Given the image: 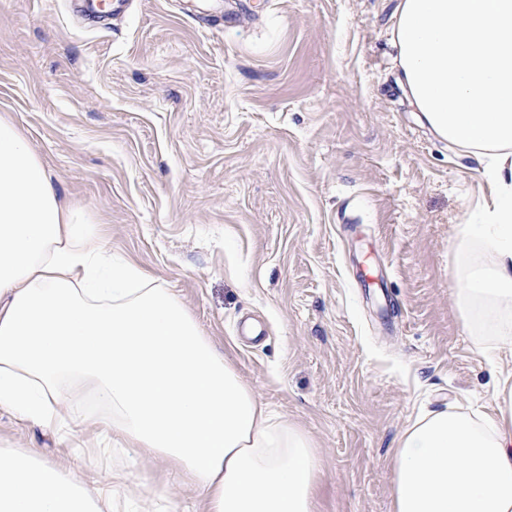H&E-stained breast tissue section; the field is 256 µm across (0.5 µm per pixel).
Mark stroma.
Instances as JSON below:
<instances>
[{"mask_svg":"<svg viewBox=\"0 0 512 512\" xmlns=\"http://www.w3.org/2000/svg\"><path fill=\"white\" fill-rule=\"evenodd\" d=\"M0 0V115L83 227L171 288L240 379L317 444L315 512H393L424 411L491 413L504 351L456 305L458 227L488 190L400 83L398 0ZM0 448L86 471L0 411ZM199 493L136 449L99 467Z\"/></svg>","mask_w":512,"mask_h":512,"instance_id":"35a3bbf8","label":"stroma"}]
</instances>
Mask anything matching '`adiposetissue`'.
Returning a JSON list of instances; mask_svg holds the SVG:
<instances>
[{
  "mask_svg": "<svg viewBox=\"0 0 512 512\" xmlns=\"http://www.w3.org/2000/svg\"><path fill=\"white\" fill-rule=\"evenodd\" d=\"M401 85L430 131L474 155L489 190L461 250L465 320L512 353V0H399ZM496 412L420 414L394 450V512H512V370ZM56 431L97 427L89 458L127 443L175 466L206 512H314L309 433L275 416L179 298L82 233L29 140L0 117V410ZM149 512L116 471L77 479L0 450V512Z\"/></svg>",
  "mask_w": 512,
  "mask_h": 512,
  "instance_id": "1",
  "label": "adipose tissue"
}]
</instances>
